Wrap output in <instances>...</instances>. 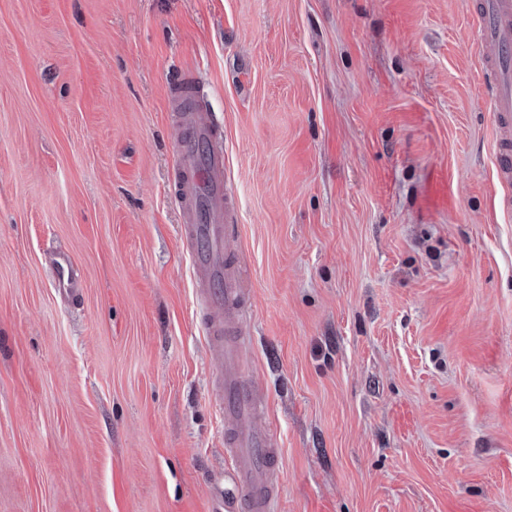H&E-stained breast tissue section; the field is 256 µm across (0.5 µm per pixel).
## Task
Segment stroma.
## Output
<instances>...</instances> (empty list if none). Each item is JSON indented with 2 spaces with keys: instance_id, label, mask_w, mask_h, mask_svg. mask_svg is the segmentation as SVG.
<instances>
[{
  "instance_id": "stroma-1",
  "label": "stroma",
  "mask_w": 512,
  "mask_h": 512,
  "mask_svg": "<svg viewBox=\"0 0 512 512\" xmlns=\"http://www.w3.org/2000/svg\"><path fill=\"white\" fill-rule=\"evenodd\" d=\"M471 2L0 0V512H229L176 69L238 200L275 512H512V221ZM54 288L59 295L76 299L82 292L80 283L73 275L71 261L64 252L57 253L52 260Z\"/></svg>"
}]
</instances>
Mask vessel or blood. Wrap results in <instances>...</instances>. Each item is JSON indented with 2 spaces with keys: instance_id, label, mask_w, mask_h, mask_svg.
<instances>
[{
  "instance_id": "1",
  "label": "vessel or blood",
  "mask_w": 512,
  "mask_h": 512,
  "mask_svg": "<svg viewBox=\"0 0 512 512\" xmlns=\"http://www.w3.org/2000/svg\"><path fill=\"white\" fill-rule=\"evenodd\" d=\"M478 34L494 52L484 67L495 87L493 107L500 134L496 180L503 212L512 216V0H474ZM196 79L188 74L168 81V104L180 132L173 142L172 190L181 224L179 237L195 270V297L206 314L203 330L208 351L218 364L215 400L224 417V452L232 462L233 500L239 512H274L278 499L281 450L271 430L258 426L264 408L240 371L238 337L242 293L228 256L236 203L227 190L224 151L216 128L196 104ZM59 295L77 298L82 287L66 253L52 260Z\"/></svg>"
}]
</instances>
